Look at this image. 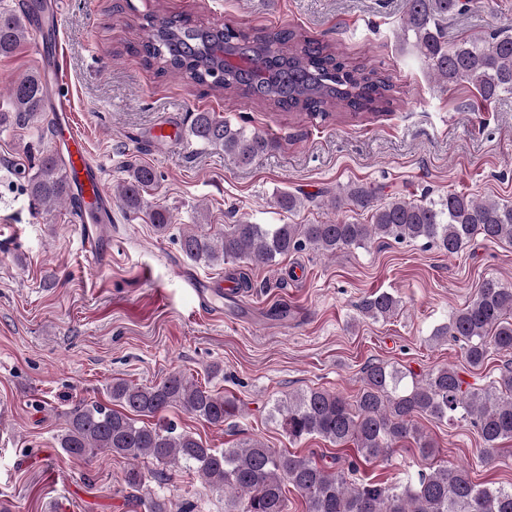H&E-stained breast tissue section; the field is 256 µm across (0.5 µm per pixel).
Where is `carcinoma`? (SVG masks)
<instances>
[{"instance_id": "carcinoma-1", "label": "carcinoma", "mask_w": 512, "mask_h": 512, "mask_svg": "<svg viewBox=\"0 0 512 512\" xmlns=\"http://www.w3.org/2000/svg\"><path fill=\"white\" fill-rule=\"evenodd\" d=\"M471 0H406L400 37L424 60L440 87L468 84L476 90L472 109L480 111L501 96L512 94V35L494 31L478 38L448 43L444 23ZM26 10H0V57L12 54L27 39ZM170 28L161 47L147 40L142 53L161 74L186 77L226 97L249 95L272 111L326 122L346 114H378L393 109L390 77L363 61H348L336 45L310 38L290 28H262L241 34L224 24L230 37H242L253 59L224 82L213 81L210 49L191 41L192 26L180 19L144 16ZM49 89L30 73L9 88L7 108L0 110V129L33 126L42 121ZM194 141L224 149V155L248 164L266 153L273 140L243 125L231 126L216 112H194L187 129ZM32 204L50 211L76 204L60 156L41 157L25 176ZM156 184L153 169L127 166V177L115 197L128 210L141 212L157 234L171 224L169 212L143 197ZM374 193L363 187L341 189L331 205L348 200L369 205ZM512 242V203L450 192L439 199L391 200L378 205L369 224L330 220L322 224H227L210 234L198 229L182 233L179 247L192 262L241 261L272 266L277 259L313 250L334 258L374 239L398 243L421 240L448 256L458 254L474 237ZM401 300L375 292L360 306L362 316L387 320ZM436 340L465 344L463 357L470 371L480 370L493 353L512 354V284L500 278L484 280L474 297L452 311L448 322L433 332ZM111 403H82L66 414L57 441L75 458L92 461L100 454L129 460L123 484L148 512H170L169 502L155 486L184 470L202 483L224 492V512H288V494L301 497L305 512H512V484L482 486L465 465L438 464L432 471L405 473L395 480L357 483L361 466L388 461L399 444L411 439L430 456L434 443L416 418L467 422L481 440L482 460L500 452L512 440V362L483 384H468L457 368L440 365L419 378L388 363L363 369V387L349 398L339 392L310 389L280 400L271 418L291 442L320 437L336 446L353 444L354 453L333 467L287 450L269 448L258 439L231 448H212L201 437L167 419L179 407L221 429L233 417L236 400L202 386L179 371L150 385L112 382ZM158 469H153V466Z\"/></svg>"}]
</instances>
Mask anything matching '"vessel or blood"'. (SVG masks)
<instances>
[{
    "mask_svg": "<svg viewBox=\"0 0 512 512\" xmlns=\"http://www.w3.org/2000/svg\"><path fill=\"white\" fill-rule=\"evenodd\" d=\"M53 135L66 150L65 173L84 209L94 211L101 223L112 218L111 199L103 188L102 171L88 155L84 140L74 129L66 97L55 104Z\"/></svg>",
    "mask_w": 512,
    "mask_h": 512,
    "instance_id": "1",
    "label": "vessel or blood"
}]
</instances>
